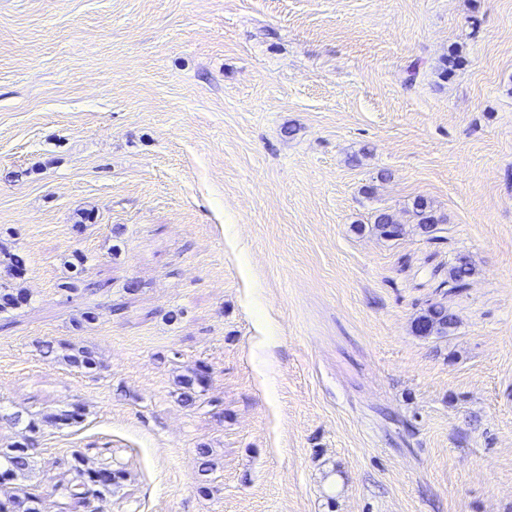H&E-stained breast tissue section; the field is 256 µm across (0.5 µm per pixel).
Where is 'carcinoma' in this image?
I'll return each instance as SVG.
<instances>
[{
	"label": "carcinoma",
	"instance_id": "obj_1",
	"mask_svg": "<svg viewBox=\"0 0 512 512\" xmlns=\"http://www.w3.org/2000/svg\"><path fill=\"white\" fill-rule=\"evenodd\" d=\"M412 216L416 224L425 233L428 239H434V234L441 231V223L428 200L419 198L414 202ZM380 237L386 240H398L404 235L405 225L401 224L395 216L387 210L379 212L374 219L372 227ZM474 264L466 255H458L451 266L448 278L438 284L437 289L446 297L450 293L460 292L469 286L473 275ZM28 299L27 294L18 288H0V312L13 309ZM456 325L454 315L441 301H430L422 312L414 319L413 332L424 338L440 339L448 336ZM43 357L56 361L62 360L69 367L78 372L91 374L101 367L96 352L89 348H69L64 354H59L55 344L44 342L41 344ZM210 375L207 369L198 368L190 375H184L178 381L180 386V401L186 406H193L205 391ZM84 412L79 404L67 409L52 410L43 414L37 421L30 419L25 425L28 435L23 440L13 443L8 448H0V512H41V495L28 490L27 481L32 478L35 471L37 453L36 434L40 430V423H47L57 427H70L83 421ZM68 471L71 479L64 489L69 491L75 499H83L87 495L104 496L112 493V489L119 486L125 479V473L114 470L108 466H90L85 457L79 452L71 455ZM54 485L51 492L62 489Z\"/></svg>",
	"mask_w": 512,
	"mask_h": 512
}]
</instances>
